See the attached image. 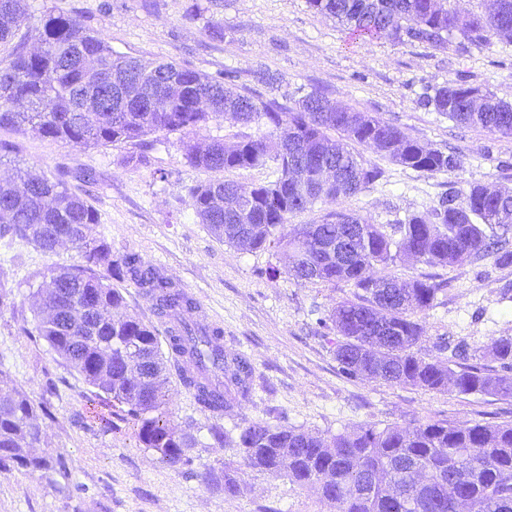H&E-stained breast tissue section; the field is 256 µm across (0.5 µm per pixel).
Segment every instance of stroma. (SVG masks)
<instances>
[{
  "mask_svg": "<svg viewBox=\"0 0 512 512\" xmlns=\"http://www.w3.org/2000/svg\"><path fill=\"white\" fill-rule=\"evenodd\" d=\"M79 16L113 51L144 60H173L213 75L236 71L238 85L256 87L254 74L283 75L285 92L316 90L339 104L378 115L408 138L432 148H457L460 170L427 173L383 162L375 148L366 161L382 164L383 178L337 209L372 224H394L435 205L448 191L470 183L512 187V138L461 128L422 107L428 86L449 81L490 88L512 101V46H400L351 38L307 0H30L23 26L36 31L46 12ZM220 36H213L212 28ZM14 152L1 158L38 175L88 169L93 184L71 181L97 209L98 234L114 251H133L192 294L201 312L223 332L225 352L246 355L254 369L253 398L217 424L230 442L216 447L213 422L170 372L175 424L194 441L184 464L173 466L144 448L132 423L111 418L77 371L33 335L32 287L46 268L78 260L65 245L48 256L22 240L0 241V265L11 271L14 308L0 310V387L16 388L44 403L37 415L35 452L53 460L42 472H0V512H328L316 489L284 476L245 471L244 493L225 496L224 467L240 458L231 441L254 421L301 428L325 436L361 426H414L432 419L454 424L512 422V398L429 392L380 380L346 378L337 366L335 339L317 320L350 297L346 283L298 281L285 274V254L245 251L218 240L191 210L175 211L177 198L208 174L184 163L176 140L150 153L151 165L133 168L132 144L76 148L34 133L0 129ZM376 275L443 282L433 308L420 316L419 355L445 357L465 348L467 361L490 370L492 339L512 336V265L487 253L455 266L404 259L375 267Z\"/></svg>",
  "mask_w": 512,
  "mask_h": 512,
  "instance_id": "35a3bbf8",
  "label": "stroma"
}]
</instances>
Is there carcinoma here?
Segmentation results:
<instances>
[{
    "mask_svg": "<svg viewBox=\"0 0 512 512\" xmlns=\"http://www.w3.org/2000/svg\"><path fill=\"white\" fill-rule=\"evenodd\" d=\"M352 36L394 44L447 45L452 38L484 47L512 43V0L493 8L460 12L448 0H308ZM29 0H0V129L33 132L75 147H107L155 135L162 143L179 135L189 166L216 174L189 189L188 207L217 239L244 250L282 248L289 274L353 286V297L338 302L320 328L336 335L339 371L350 378H373L425 391L453 385L462 394L512 398V336H501L486 350L500 363L480 366L425 358L414 351L422 334L418 315L433 307L441 284L431 279L375 277L376 265L402 257L454 266L494 253L512 264V187L472 183L442 195L431 209L385 227L353 213L330 210L322 219L287 228L296 214L316 204L332 205L383 176L356 146H375L392 163L428 173L459 169L461 156L410 139L381 117L338 105L311 91L279 94L284 78L265 70L261 94L236 84V72L202 74L175 61L147 62L119 54L92 34L78 16L47 13L35 46L18 19ZM112 87L99 104L89 98L97 85ZM485 99L479 110L469 96ZM420 103L448 116L462 128H480L512 137V103L488 89L448 82L419 96ZM236 110L244 125L267 131L233 143L200 134L224 108ZM273 164L277 177L244 187L226 172ZM336 169L333 182H316L321 165ZM307 173L302 191L293 179ZM238 194L245 206L224 212V192ZM96 208L71 191L66 174L32 177L21 168L0 172V240L21 239L52 255L67 242L79 261L49 266L45 289L34 304L37 335L112 403L114 414L136 426L143 447L171 465L183 462L194 441L169 412L171 389L165 354L155 327L125 309L111 280H129L154 302L156 316L171 320L167 345L183 360V386L200 408L215 418L251 401L254 367L243 354L228 355L221 328H199L191 318L195 298L134 252L115 253L95 232ZM90 298L104 314L78 312L73 299ZM137 352L143 382L123 374L128 349ZM40 404L17 389L0 391V471L13 467L47 470L50 461L32 456L41 441L34 422ZM241 465L272 476L285 475L313 486L332 512H512V424H449L424 421L411 428L371 426L323 437L301 428L251 422L236 441ZM245 484L236 468L224 467V494L235 497Z\"/></svg>",
    "mask_w": 512,
    "mask_h": 512,
    "instance_id": "cac0c4a2",
    "label": "carcinoma"
}]
</instances>
